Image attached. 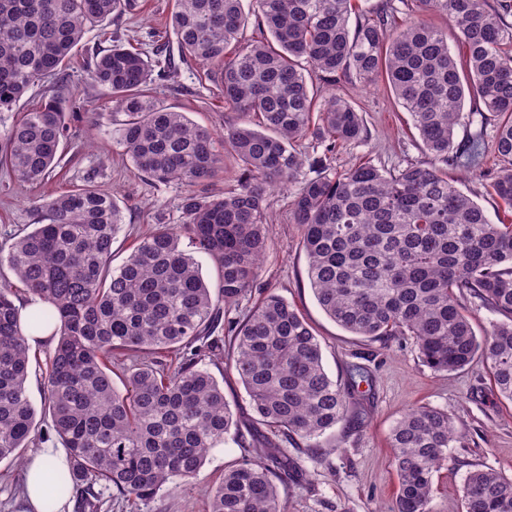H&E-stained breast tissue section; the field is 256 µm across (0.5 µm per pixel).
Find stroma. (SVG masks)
<instances>
[{
  "instance_id": "stroma-1",
  "label": "stroma",
  "mask_w": 512,
  "mask_h": 512,
  "mask_svg": "<svg viewBox=\"0 0 512 512\" xmlns=\"http://www.w3.org/2000/svg\"><path fill=\"white\" fill-rule=\"evenodd\" d=\"M134 3L119 24L88 32L66 69L78 118L60 148L55 177L32 185L0 169V255L7 254L16 236L35 223L34 206L40 196L80 188L89 175L95 186L112 193L124 214L112 245L115 263L125 260L155 222L181 223L183 186L176 181H151L133 166L117 139V110L93 80L97 50L110 47L104 33L116 31L147 42L150 31L168 21L173 0ZM346 93L362 113L367 137L337 150L333 162L337 170L368 160L385 169L426 161L408 113L383 81L356 80L347 85ZM150 95L157 105L188 113L200 125L223 133L229 115L224 97L213 84L200 82L198 67L180 68L174 82L155 83ZM290 200L287 190L269 194L268 249L261 272L251 292L232 305L227 316L245 318L265 291H274L313 326L332 379H343L347 365L358 363L367 368L373 382L353 404V420L331 430L320 452L289 448V456L304 473L303 479L279 485L289 512H393L397 475L389 434L403 413L415 406L448 412L463 434L433 477L431 502L433 512H462L461 488L468 472L491 468L512 477V402L496 393L483 358L456 372H435L424 365L410 337L368 341L328 318L307 278L301 234L288 221ZM212 372L224 378V398L240 429L249 427L253 418L249 398L231 361L213 367ZM244 458L237 432L228 433L223 445L210 452L196 479L171 481L153 499L134 504L96 485L97 512H206L209 493L225 469Z\"/></svg>"
}]
</instances>
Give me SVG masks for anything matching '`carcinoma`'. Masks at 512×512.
Wrapping results in <instances>:
<instances>
[{
	"label": "carcinoma",
	"instance_id": "1",
	"mask_svg": "<svg viewBox=\"0 0 512 512\" xmlns=\"http://www.w3.org/2000/svg\"><path fill=\"white\" fill-rule=\"evenodd\" d=\"M416 17L396 23L387 2L350 24L352 0H254L256 37L230 52L248 24L242 0H175L171 30L152 32L153 52L111 33L96 55L94 78L123 113L117 135L138 171L184 187L182 223H158L114 268L112 244L123 225L112 194L86 185L35 203L37 222L18 235L7 263L40 306L21 319L16 291L0 284V461L20 462L38 424L28 394V336L51 331L56 343L42 377L44 413L68 448L69 468L48 473L52 498L74 494L92 505L103 482L129 500H147L174 479L191 481L234 425L224 387L200 363L224 359L215 335L224 308L257 280L268 248L267 195L285 188L305 163L296 143L315 137L323 158L288 210L324 313L370 340L413 338L422 362L457 371L476 356L488 363L498 394L512 402V224H494L448 170L481 169L487 126L500 168L493 194L512 208V0H413ZM132 0H0V112H12L46 77L55 94L18 113L0 146V168L22 182L52 177L73 113L63 84L84 36L119 21ZM462 44L465 60L449 41ZM204 66L235 118L214 133L184 112L149 98L157 80L180 66ZM385 78L411 116L429 161L385 170L370 161L343 171L336 148L362 140L363 119L340 94L357 78ZM260 119L262 129L251 127ZM473 127L455 141L456 128ZM241 174L222 194L198 190L226 168ZM188 246H182V239ZM217 271V291L197 257ZM500 314L480 339L466 300ZM232 359L254 424L311 450L349 419L369 371L326 373L320 343L297 308L267 293L245 319L228 325ZM175 351L176 361L160 354ZM137 362L136 368L125 361ZM123 388H118L112 374ZM461 432L448 413L409 410L390 433L398 476L395 512H432L433 476ZM251 458L224 470L209 512H288L275 481L301 470L277 442L242 446ZM462 512H512V477L469 472Z\"/></svg>",
	"mask_w": 512,
	"mask_h": 512
}]
</instances>
